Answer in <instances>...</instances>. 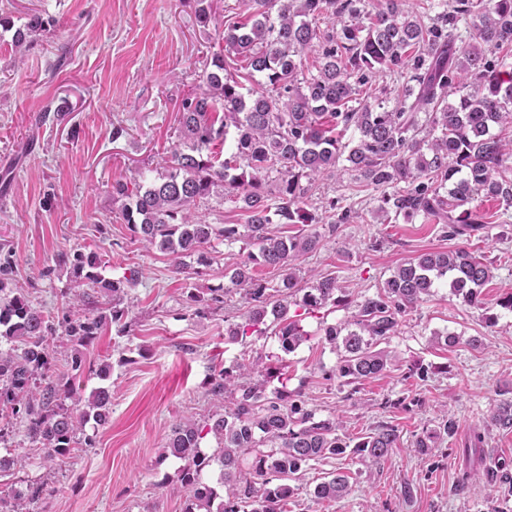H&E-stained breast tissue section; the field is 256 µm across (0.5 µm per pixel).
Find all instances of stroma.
I'll list each match as a JSON object with an SVG mask.
<instances>
[{
  "label": "stroma",
  "instance_id": "1",
  "mask_svg": "<svg viewBox=\"0 0 512 512\" xmlns=\"http://www.w3.org/2000/svg\"><path fill=\"white\" fill-rule=\"evenodd\" d=\"M203 3L231 21L242 0H0V172L11 177L0 192V248L11 253L15 284L27 288L34 307L57 317L77 291L69 267L57 263L60 252H97L105 280L139 273L124 298L125 325L103 330L85 352V368L69 372L73 345L66 337L56 338L51 353L55 374H73L84 399L101 384L99 363H111L108 423H88L79 445L54 464L22 428L0 445V456L20 461L0 473V496L46 482L51 496L43 512H181L180 462L167 454L172 427L186 418L202 425L223 411L208 392L215 371L245 356L281 355L274 335L232 340L225 333L248 310L228 273L247 262L249 247L213 240L202 275L176 273L169 256L133 239L111 195L115 182L166 173L179 142L181 102L207 89L204 75L224 50V32L199 23ZM35 11L47 30L18 53L14 35ZM46 109L50 118L36 123ZM356 184L354 172L337 170L320 179L308 202L315 224L277 225L283 235L320 233L317 249L299 260L306 275L335 272L356 301L405 260L457 247L421 217L378 223V203L367 191L347 223L329 228L326 202ZM472 247L493 266L485 307L436 289L403 315L387 345L392 366L356 393L333 378L339 354L319 336L321 322L340 321L345 310L290 305L310 338L283 355L284 384L301 391L316 416L342 418L344 437L389 423L400 441L376 466L349 453L313 463L294 482L288 512H512V485L481 475L484 458L512 459V432L490 419L500 400H512V311L497 303L512 292V225H491ZM214 288L226 290L224 306L198 313L190 292ZM447 333L457 337L454 347L438 344ZM474 336L481 348L469 346ZM446 415L456 421L454 436L416 448L423 428H436ZM476 429L485 435L478 450L469 446ZM339 467L356 475L349 495L317 500L315 486ZM474 471L479 479L462 483V474Z\"/></svg>",
  "mask_w": 512,
  "mask_h": 512
}]
</instances>
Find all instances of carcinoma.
<instances>
[{
  "label": "carcinoma",
  "mask_w": 512,
  "mask_h": 512,
  "mask_svg": "<svg viewBox=\"0 0 512 512\" xmlns=\"http://www.w3.org/2000/svg\"><path fill=\"white\" fill-rule=\"evenodd\" d=\"M403 0H384L375 10L366 0H244L239 21L224 27V50L206 73L207 91L183 99L181 143L171 152V165L161 180L118 181L112 198L123 201L121 218L145 247L169 255L174 270H186L183 257L194 254L207 265V247L222 238L257 248L253 263L276 271V286L254 276L249 267L232 269L231 283L251 304L245 323L227 330L232 339L253 331L272 330L281 351L294 352L309 339L298 321L288 316L289 300L315 312L327 305L350 310L346 319L322 326L323 339L342 351L334 375L358 386L376 378L392 364L382 345L396 335L400 318L435 289L450 292L474 308L484 307L483 288L492 280L491 264L465 246L427 252L401 264L372 295L351 301L342 294L336 275L323 273L304 288L297 261L319 242L316 232L300 236L272 233L273 224H306L305 209L313 182L334 175L341 161L357 173L361 186L378 193L377 213L419 215L442 225L444 236L471 240L488 224L486 213L468 204L482 195L512 208V69L488 55L512 48V0H443L434 14L410 16ZM331 21L322 30L321 20ZM45 29L41 14H28L16 31L14 44ZM316 52L314 71L306 73L302 55ZM247 63L244 87L232 64ZM387 73L401 82L397 104L360 97L361 87L375 74ZM464 93L448 101L455 81ZM223 115H218V110ZM500 132H494V129ZM357 134L353 146L341 133ZM233 141L223 161L209 153L216 143ZM214 194L242 203L248 214L244 230L236 224H205L191 208ZM346 197L332 198L331 231L351 217ZM78 286L112 295V306L96 314L63 315L62 335L79 349L70 368L85 364L83 349L94 344L103 329L128 316L122 306L125 289L137 272L105 281L96 269V252L61 253ZM55 329L49 317L17 294L0 301V339L11 344L0 350V413L7 412L25 427L28 439L47 463L68 455L89 420L98 424L110 415L111 393L96 388L86 408L74 412L62 401L80 403L72 380L50 374V341ZM262 358L242 359L214 374L210 393L232 396L231 406L210 418L207 430L187 420L169 437L170 455L183 461L181 484L187 496L182 512H288L290 482L300 479L311 463L352 454L365 465H378L397 447L399 430L380 424L353 444L338 431L343 421L316 418L305 407L301 392L287 386L266 392L252 383L254 374H270ZM492 423L512 431V400L493 409ZM456 431L448 417L423 432L416 447L431 448ZM219 440L208 455L201 448L205 434ZM220 470L219 486L205 479L212 466ZM490 479L512 483V460L497 458L485 468ZM348 473L336 470L314 488L323 501L345 498ZM45 489L29 485L28 493L0 497L5 512H25V501L39 500Z\"/></svg>",
  "instance_id": "cac0c4a2"
}]
</instances>
